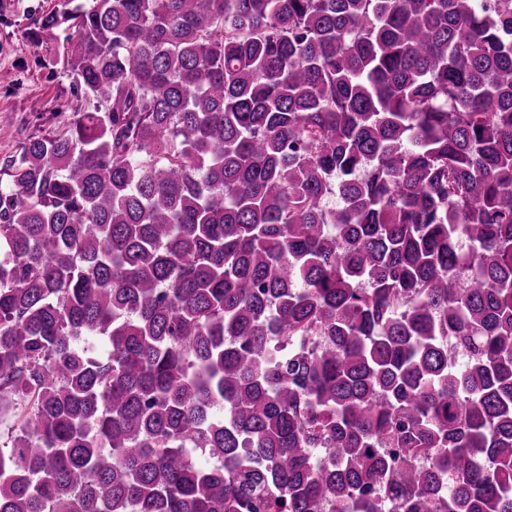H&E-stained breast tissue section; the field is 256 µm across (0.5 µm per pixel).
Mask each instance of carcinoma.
<instances>
[{"instance_id":"cac0c4a2","label":"carcinoma","mask_w":512,"mask_h":512,"mask_svg":"<svg viewBox=\"0 0 512 512\" xmlns=\"http://www.w3.org/2000/svg\"><path fill=\"white\" fill-rule=\"evenodd\" d=\"M64 24L85 104L0 163V512H512V0Z\"/></svg>"}]
</instances>
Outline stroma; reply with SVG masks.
Segmentation results:
<instances>
[{
  "label": "stroma",
  "instance_id": "1",
  "mask_svg": "<svg viewBox=\"0 0 512 512\" xmlns=\"http://www.w3.org/2000/svg\"><path fill=\"white\" fill-rule=\"evenodd\" d=\"M69 8L68 0H0V71L13 76L0 84V159L26 137L67 129L76 106L74 82L58 61L67 31H38L45 15Z\"/></svg>",
  "mask_w": 512,
  "mask_h": 512
}]
</instances>
